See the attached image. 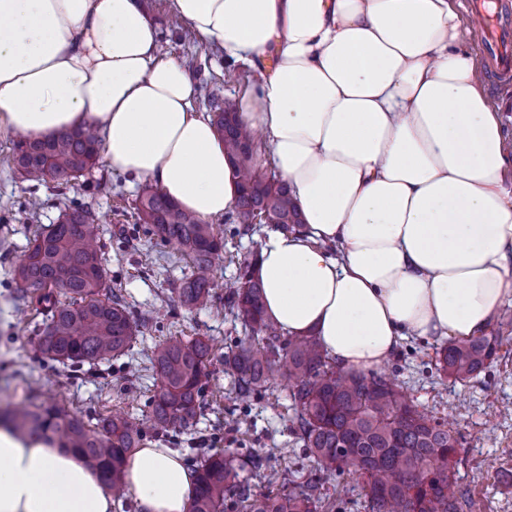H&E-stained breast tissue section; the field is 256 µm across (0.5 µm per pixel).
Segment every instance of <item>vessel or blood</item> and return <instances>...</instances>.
Listing matches in <instances>:
<instances>
[{
    "mask_svg": "<svg viewBox=\"0 0 512 512\" xmlns=\"http://www.w3.org/2000/svg\"><path fill=\"white\" fill-rule=\"evenodd\" d=\"M472 11L491 13L495 27L482 40L487 73L499 82L512 81V0H473Z\"/></svg>",
    "mask_w": 512,
    "mask_h": 512,
    "instance_id": "1",
    "label": "vessel or blood"
}]
</instances>
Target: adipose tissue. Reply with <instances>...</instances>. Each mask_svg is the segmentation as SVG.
<instances>
[{"mask_svg": "<svg viewBox=\"0 0 512 512\" xmlns=\"http://www.w3.org/2000/svg\"><path fill=\"white\" fill-rule=\"evenodd\" d=\"M206 46L258 71L241 121L302 214L269 231L264 309L367 373L407 336L464 341L512 307V148L454 0H167ZM273 70H266L267 61ZM185 61L141 0H0V135L94 126L112 169L208 221L238 196ZM138 512H189L194 473L148 443ZM0 512H112L73 451L0 427Z\"/></svg>", "mask_w": 512, "mask_h": 512, "instance_id": "ef3b65f1", "label": "adipose tissue"}]
</instances>
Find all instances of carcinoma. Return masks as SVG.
Instances as JSON below:
<instances>
[{
  "mask_svg": "<svg viewBox=\"0 0 512 512\" xmlns=\"http://www.w3.org/2000/svg\"><path fill=\"white\" fill-rule=\"evenodd\" d=\"M212 123L232 160L241 186L234 223L248 231L267 212L275 227L290 230L302 216L288 186L252 171L251 131L239 121L233 100L208 95ZM99 161L98 140L91 129L63 133L16 145L14 166L26 177H51L64 183L81 177ZM135 215L150 234L174 245L190 259V273L173 289L175 301L188 309H205L217 300L245 323L250 339L224 353L233 377L235 399L246 403L267 392L278 378L287 380L304 447L323 469L349 473L363 482L366 512H464L469 501L455 491L458 439L448 423L406 401L397 386L375 372L346 373L324 354L316 337L280 341L264 311L263 288L253 274L219 296L214 262L224 249L210 224L178 208L165 194L146 191ZM100 224L91 208L68 205L57 222L41 226L12 270L19 298L36 303L44 320L30 342L44 361L79 370L109 364L132 352L139 329L122 296L107 289ZM500 334L446 343L435 352L436 371L466 383L485 370L502 345ZM215 358L207 336L171 338L148 357L157 390L146 420L158 435L191 425L203 408L204 392ZM20 436L36 435L53 446L72 448L98 471L115 496L124 494L127 457L142 446L143 422L124 413L92 421L66 404L32 403L0 412ZM276 456L246 457L237 451L205 453L196 469L197 492L190 512H329L323 484L286 493H256L242 473L252 466L279 472Z\"/></svg>",
  "mask_w": 512,
  "mask_h": 512,
  "instance_id": "cac0c4a2",
  "label": "carcinoma"
}]
</instances>
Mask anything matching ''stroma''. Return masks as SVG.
I'll return each mask as SVG.
<instances>
[{
	"label": "stroma",
	"mask_w": 512,
	"mask_h": 512,
	"mask_svg": "<svg viewBox=\"0 0 512 512\" xmlns=\"http://www.w3.org/2000/svg\"><path fill=\"white\" fill-rule=\"evenodd\" d=\"M143 2L167 54L193 60L199 111L208 109L207 93L237 99L257 80L256 72L226 63L218 50L200 45L168 9L167 0ZM17 140L14 134L0 137V406L62 399L86 417L115 411L143 417L154 391L146 353L155 343L171 336H209L225 350L248 333L228 312L189 310L177 304L173 290L189 273L190 260L136 223L133 212L145 184L102 162L64 185L48 177L28 179L14 169ZM115 184L121 186L122 196L113 195ZM33 201L39 206L38 224L55 223L61 208L73 202L87 204L101 215L106 282L125 298L134 316H151L133 345L140 367L134 382H127L121 359L102 375L91 377L34 357L30 337L40 316L35 306L17 301L10 276L35 231L36 224L26 218ZM212 224L224 239V250L215 261L218 278L228 284L241 281L266 236V225L243 232L220 218ZM436 345L433 339H404L378 371L402 385L419 409L447 419L458 433L463 448L458 489L474 502L473 512H512V340L503 343L489 368L463 385L440 379L434 368ZM231 387V375L223 366H215L202 414L189 434L171 436L169 447L189 455L187 440L193 437L212 453L231 448L261 456L268 449L284 448L288 456L281 465L280 481L286 487L320 475L315 458L303 453L293 433L295 412L284 385H275L272 397L258 396L247 403L230 398Z\"/></svg>",
	"instance_id": "stroma-1"
}]
</instances>
